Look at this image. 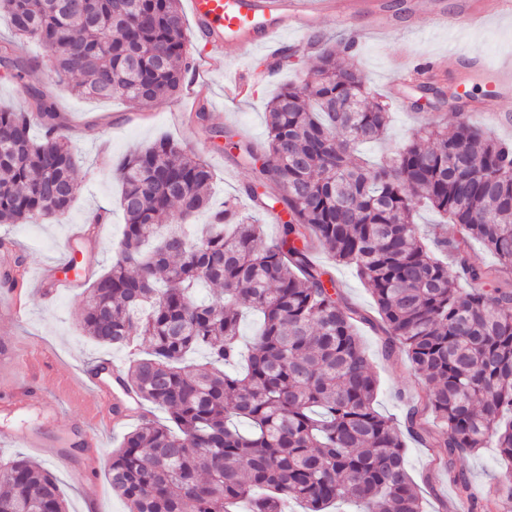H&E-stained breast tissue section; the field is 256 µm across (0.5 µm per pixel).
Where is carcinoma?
<instances>
[{
    "instance_id": "carcinoma-1",
    "label": "carcinoma",
    "mask_w": 512,
    "mask_h": 512,
    "mask_svg": "<svg viewBox=\"0 0 512 512\" xmlns=\"http://www.w3.org/2000/svg\"><path fill=\"white\" fill-rule=\"evenodd\" d=\"M17 38L48 61L21 59L0 40V67L23 83L27 105L0 108V223L29 224L69 210L77 191L73 142L52 93L25 82L50 63L58 81L90 98L135 106L181 95L190 62L180 0H0ZM312 76L284 86L266 115L267 140L227 145L260 164L245 193L289 220L267 245L262 225L232 199L212 201L206 161L168 138L117 169L124 231L112 265L85 296L80 328L128 350L122 380L141 405L107 472L128 512H423L394 424L374 408L378 380L359 325L318 248L369 286L385 355L406 354L416 387L406 431L432 461L490 446L512 461V144L458 109L429 121L380 166L358 154L380 140L388 104L336 47L314 36ZM41 130L33 135V127ZM427 204L455 224L419 236ZM495 257L471 261L473 242ZM451 258L455 274L439 259ZM218 289L209 302L195 285ZM262 322L240 349L241 312ZM202 352L205 362L192 363ZM433 419L440 431L428 423ZM468 512L512 501V469ZM0 512H66L54 474L24 457L0 459Z\"/></svg>"
}]
</instances>
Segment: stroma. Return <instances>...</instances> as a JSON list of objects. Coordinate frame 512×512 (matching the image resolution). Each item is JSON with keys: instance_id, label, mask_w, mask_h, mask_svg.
I'll list each match as a JSON object with an SVG mask.
<instances>
[{"instance_id": "stroma-1", "label": "stroma", "mask_w": 512, "mask_h": 512, "mask_svg": "<svg viewBox=\"0 0 512 512\" xmlns=\"http://www.w3.org/2000/svg\"><path fill=\"white\" fill-rule=\"evenodd\" d=\"M370 5L358 9L345 20L335 15L323 17L317 33L328 38L352 36L356 46L352 61L367 83L386 96L391 107V123L385 145L366 147L371 159H378L385 147L402 142L434 114L453 121L450 108L440 112L416 110L411 106V83L394 85L401 66L430 64L446 84L473 99H484L488 86L482 71L472 67V59H481L487 67L512 64V20L494 17L496 0H399L396 8H388V0H369ZM490 13L483 26H463L465 15ZM269 57L257 51L241 55L236 47L224 49L223 58L208 73L211 93L204 100L210 116H221L222 124L236 129L243 138L260 143L265 139V110L269 99L280 85L306 78L317 65L316 53H299L283 60L276 72H269ZM242 76L250 89L247 97L228 99L224 84ZM32 82L52 87L55 101L70 120L69 134L79 147L76 166L78 190L63 218L30 224H0V237L11 239L13 250L25 259L28 290L21 294L25 305L19 320L0 321V347L36 346L48 352L49 359L41 366L45 380L58 384L67 396L53 419L39 412L28 411L7 419L0 418V430L40 428L51 442L47 448H22L9 441L0 442V455L27 457L49 469L56 476L66 500L68 512H84L86 501L97 500L98 512H127L124 501L115 495L106 473V450L118 447L131 422L121 428L100 433L95 447H74L72 427L92 407V394L80 391L72 382L74 372L86 365L109 359L121 364L127 359L122 350H106L79 329L84 288L63 291L53 301H45L31 290L38 276L53 265L70 248L71 239L90 215L103 210L108 214L100 225L95 241L79 246V259L88 267L90 277L104 273L111 251L122 237L125 224L118 204L120 185L114 176L117 165L136 146L167 136L198 153L214 172L212 185L216 201L229 197L244 198L245 188L253 183L256 171L237 154L225 148L223 139L212 137L201 127L185 132L172 113L171 103H158L137 108L124 100L86 98L66 86L54 83L48 68L31 74ZM316 263L333 275L342 296L357 307L371 312L374 301L365 285L349 266L336 263L329 253L316 250ZM360 335L370 368L378 379L376 410L403 426L411 400L409 372L404 353L387 359L382 336L369 327ZM407 462L410 475L420 489L424 512H464L449 472L464 474L472 496L483 497L490 486L505 472L507 463L497 449L483 448L474 454L455 458L451 471L428 472V449L415 441H407ZM82 470L83 483H76L73 470Z\"/></svg>"}]
</instances>
